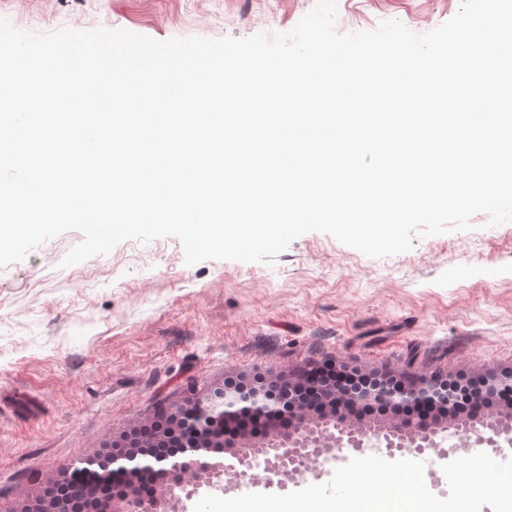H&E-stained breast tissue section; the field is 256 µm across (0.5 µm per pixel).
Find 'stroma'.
<instances>
[{"label": "stroma", "mask_w": 512, "mask_h": 512, "mask_svg": "<svg viewBox=\"0 0 512 512\" xmlns=\"http://www.w3.org/2000/svg\"><path fill=\"white\" fill-rule=\"evenodd\" d=\"M316 0H0L14 28L124 29L158 41L286 33ZM460 0H337L336 28L401 21L424 34ZM415 237L365 256L329 234L296 238L270 263L189 266L179 239L126 240L66 267L65 232L0 267V512H18L110 437L148 423L159 401L225 380L277 379L310 362L364 373L485 376L512 369V222ZM353 456L335 450L285 494L325 484Z\"/></svg>", "instance_id": "1"}]
</instances>
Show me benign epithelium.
Wrapping results in <instances>:
<instances>
[{
    "mask_svg": "<svg viewBox=\"0 0 512 512\" xmlns=\"http://www.w3.org/2000/svg\"><path fill=\"white\" fill-rule=\"evenodd\" d=\"M288 374L275 381L261 377L230 380L202 396L194 394L181 404L167 409L174 426L203 432L218 419L224 423L252 418L266 425L262 435L241 430L226 435L217 447L233 455L238 465L249 468L252 462L263 459L266 472L276 475L289 470L303 475L310 470L328 445H348L359 449L366 442L385 445L389 450H415L438 447L439 433L473 434L480 443L498 445V439L512 445V412L507 418L489 420L478 418L465 429L453 416L454 387L436 375H423L404 383L390 373H378L363 385L337 386L332 389L316 387L314 395L331 404L324 406L325 415L311 419L309 409L292 399ZM512 384V370L480 378L474 390L478 399L494 398L504 385ZM130 435L123 434L112 441L109 455L90 457L81 462L95 471L92 481L73 488L75 498L83 501L100 499L101 490L112 486L114 470L141 469L149 465L145 457H133L121 452L128 446ZM172 491L183 490L192 484L216 486L224 474L221 461L183 459L164 468ZM131 490L120 487L109 498L104 512H129Z\"/></svg>",
    "mask_w": 512,
    "mask_h": 512,
    "instance_id": "7a95c632",
    "label": "benign epithelium"
}]
</instances>
